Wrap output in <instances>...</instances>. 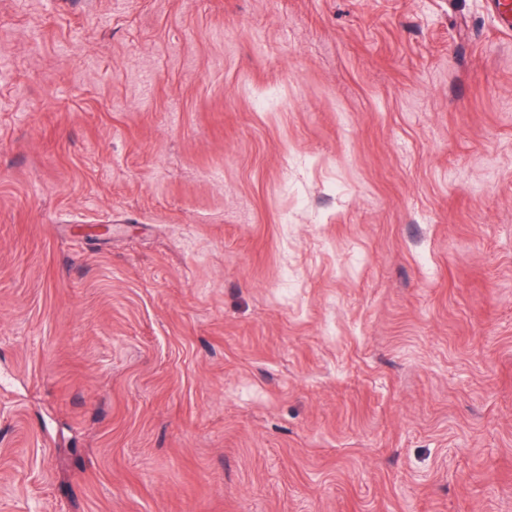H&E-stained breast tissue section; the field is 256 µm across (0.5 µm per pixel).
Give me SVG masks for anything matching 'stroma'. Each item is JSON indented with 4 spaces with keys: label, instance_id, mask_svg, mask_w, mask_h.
<instances>
[{
    "label": "stroma",
    "instance_id": "35a3bbf8",
    "mask_svg": "<svg viewBox=\"0 0 512 512\" xmlns=\"http://www.w3.org/2000/svg\"><path fill=\"white\" fill-rule=\"evenodd\" d=\"M490 2L0 0V512H512Z\"/></svg>",
    "mask_w": 512,
    "mask_h": 512
}]
</instances>
